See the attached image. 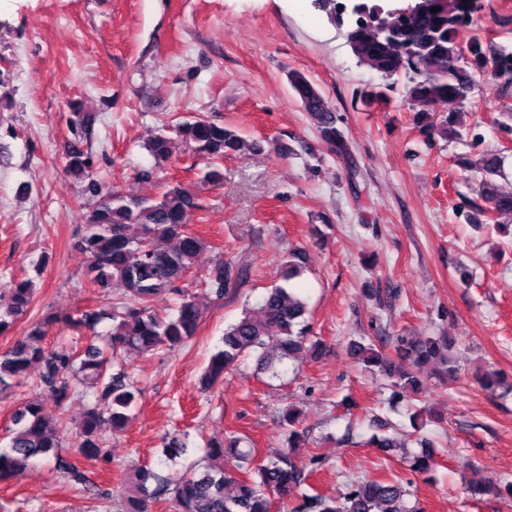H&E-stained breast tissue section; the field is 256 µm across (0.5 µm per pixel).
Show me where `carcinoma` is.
<instances>
[{
	"label": "carcinoma",
	"mask_w": 512,
	"mask_h": 512,
	"mask_svg": "<svg viewBox=\"0 0 512 512\" xmlns=\"http://www.w3.org/2000/svg\"><path fill=\"white\" fill-rule=\"evenodd\" d=\"M476 5L477 0H423L417 9L386 10L378 0H358L351 7L345 0H317V6L331 19L340 21L345 14L351 17L347 45L359 64L382 79V84L363 94L366 104H389L391 80L403 76L406 101L427 134L445 140L470 136L474 142L480 134L467 126L461 111L449 113L436 129L424 124V119L441 102H464L483 82L492 83L501 97L512 98V49L487 45L475 36L461 39L463 31L472 25ZM433 7L440 11H431ZM288 82L321 137L337 154H348L344 133L320 88L300 71L290 72ZM89 123L88 114L73 110L74 139L65 144L63 152L64 172L84 183V192L97 198L84 217L77 248L88 260L90 281L103 290L111 286L123 289L122 301L64 317L70 326L88 330L104 320L112 321L109 334L95 336L79 351L47 349L44 340L48 328L58 318L46 317L0 352V391L24 377L34 364L40 366L43 385L61 405L73 395L72 381L92 385L96 400L86 409L77 431V448L85 456L96 457L103 452V432L122 431L136 404V389L124 372H110L111 367L120 364L119 351L127 347L145 353L173 349L196 333L200 312L193 300H182L176 313L169 316L156 313L153 305L181 291L206 242L186 227L187 212L198 205L185 188L172 186L154 200H134L104 188L92 176L91 158L80 147ZM178 141L209 160L203 180L217 183L223 178L219 162L244 146L236 130L204 117L187 116L149 140L147 149L156 165L171 158ZM467 168L480 175L483 197L491 203L492 211L512 214V194H503L495 187L501 157L481 153L468 162ZM303 263L302 254H289L284 284L266 289L255 307L245 309L242 317L225 329L224 346L211 357L206 370L207 384L218 382L224 371L247 352L257 353L260 370L273 377L280 376L284 361L296 358L305 349L313 358L324 352L325 344L311 331L306 300L292 289ZM237 283L230 261L217 265L205 278L207 292L217 300L230 294ZM34 294L32 280L10 281L0 299V335L27 315ZM270 338L277 341V356L265 351ZM350 352L378 369L393 388L394 398L425 386L419 377L424 366H434L443 385L458 375L453 344L446 336L418 340L399 336L394 360L362 342H352ZM477 382L485 390L512 391V383L497 372L482 373ZM299 415L291 406L282 414L280 426L288 431V447L257 464L254 475L238 473L253 455L240 447L243 438L229 435L223 442L210 443L211 465L173 482L153 470L140 471L129 497L128 512H151V503L166 494L173 495L179 512H271L273 493L283 498L298 497L294 512H424L417 504H405L409 490L398 480H354L337 500L301 493L307 476L318 469L321 461L314 455L306 463L296 461L297 449L309 439L305 431L297 429ZM13 425L7 446L0 448V479L27 467L37 457L57 456V449L62 447L59 425L42 414L36 397L18 410ZM419 444L424 451L413 456L412 467L425 473L433 461L427 451L431 442L422 438ZM187 448L180 437H173L163 448L160 462L173 460ZM229 486L233 487L231 494L226 492ZM472 495L512 496V483L488 480L474 487Z\"/></svg>",
	"instance_id": "cac0c4a2"
}]
</instances>
